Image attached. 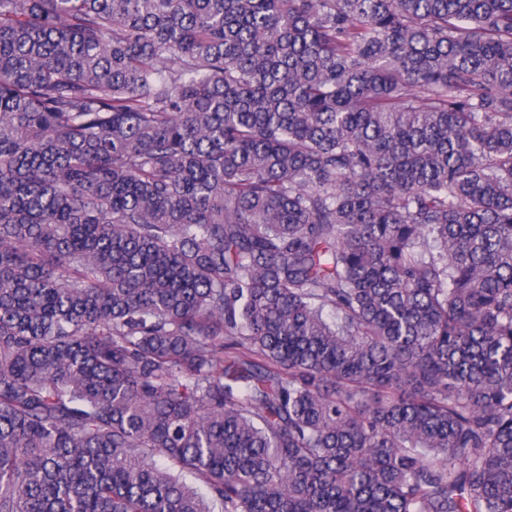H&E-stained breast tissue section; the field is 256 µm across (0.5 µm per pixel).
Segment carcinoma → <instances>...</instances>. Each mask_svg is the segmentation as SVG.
Segmentation results:
<instances>
[{
    "instance_id": "1",
    "label": "carcinoma",
    "mask_w": 512,
    "mask_h": 512,
    "mask_svg": "<svg viewBox=\"0 0 512 512\" xmlns=\"http://www.w3.org/2000/svg\"><path fill=\"white\" fill-rule=\"evenodd\" d=\"M0 512H512V0H0Z\"/></svg>"
}]
</instances>
